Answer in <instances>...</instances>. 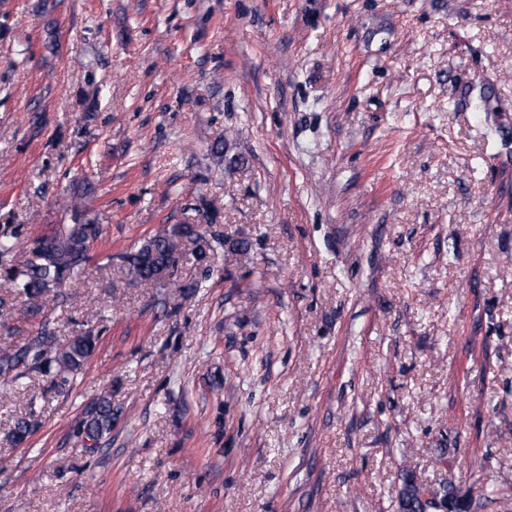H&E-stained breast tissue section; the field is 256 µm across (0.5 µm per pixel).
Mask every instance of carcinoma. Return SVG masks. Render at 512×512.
Returning <instances> with one entry per match:
<instances>
[{
    "mask_svg": "<svg viewBox=\"0 0 512 512\" xmlns=\"http://www.w3.org/2000/svg\"><path fill=\"white\" fill-rule=\"evenodd\" d=\"M101 233L93 219L63 224L52 234L33 240L23 260L16 261L15 234L0 232V267L6 280L13 283L26 305L27 313L38 317L45 312L49 301L63 299L62 288L82 278L90 261V247ZM189 240L195 244L192 255L201 263L214 250V244L224 245L219 236L209 242L193 224L164 227L146 238L138 247L121 256L124 269L131 279L153 282L165 287L180 260V246ZM41 332L28 336L23 342L0 349V382L14 384L32 372L72 374L80 372L96 348L97 337L92 333L76 336L64 348L55 344V336L45 321ZM112 400L101 397L88 408L76 429L82 443L96 447L99 440L112 430ZM424 485L414 475L403 480L398 496V512H425L421 491Z\"/></svg>",
    "mask_w": 512,
    "mask_h": 512,
    "instance_id": "1",
    "label": "carcinoma"
}]
</instances>
